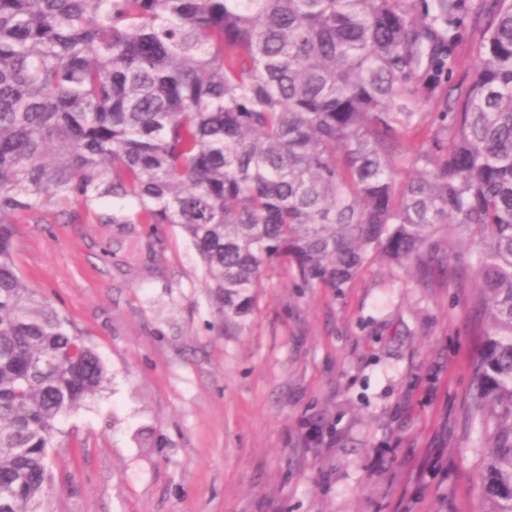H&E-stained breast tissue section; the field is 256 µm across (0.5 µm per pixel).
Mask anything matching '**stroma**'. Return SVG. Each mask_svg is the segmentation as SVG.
Instances as JSON below:
<instances>
[{"instance_id": "obj_1", "label": "stroma", "mask_w": 512, "mask_h": 512, "mask_svg": "<svg viewBox=\"0 0 512 512\" xmlns=\"http://www.w3.org/2000/svg\"><path fill=\"white\" fill-rule=\"evenodd\" d=\"M16 230L25 280L110 375L60 424L49 512H481L456 236L425 271L376 256L338 290L273 263L230 324L176 225Z\"/></svg>"}]
</instances>
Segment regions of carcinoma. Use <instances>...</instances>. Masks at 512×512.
Returning <instances> with one entry per match:
<instances>
[{"label": "carcinoma", "mask_w": 512, "mask_h": 512, "mask_svg": "<svg viewBox=\"0 0 512 512\" xmlns=\"http://www.w3.org/2000/svg\"><path fill=\"white\" fill-rule=\"evenodd\" d=\"M51 206L179 226L231 320L275 260L336 289L374 255L425 268L452 230L483 512H512V0H0V512H42L62 418L108 381L16 263V224ZM420 112H426L424 122L412 132L404 136L407 146L413 150H420L428 145L429 140L435 132L436 125L433 123L435 112L432 101L426 99L421 103Z\"/></svg>", "instance_id": "carcinoma-1"}]
</instances>
